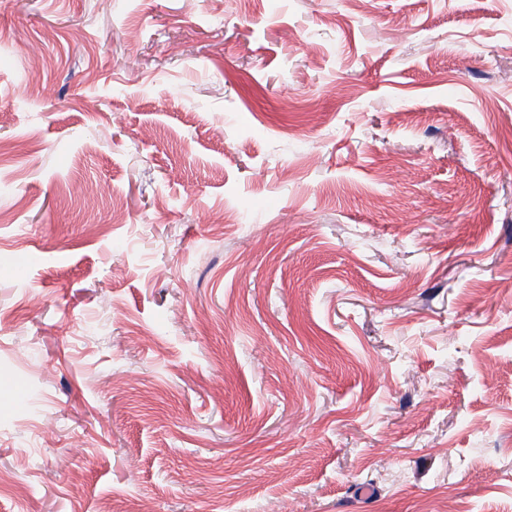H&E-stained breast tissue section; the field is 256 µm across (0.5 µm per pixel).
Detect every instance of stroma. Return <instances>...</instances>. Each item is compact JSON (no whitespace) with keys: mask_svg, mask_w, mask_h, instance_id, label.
<instances>
[{"mask_svg":"<svg viewBox=\"0 0 512 512\" xmlns=\"http://www.w3.org/2000/svg\"><path fill=\"white\" fill-rule=\"evenodd\" d=\"M0 512H512V0H0Z\"/></svg>","mask_w":512,"mask_h":512,"instance_id":"obj_1","label":"stroma"}]
</instances>
